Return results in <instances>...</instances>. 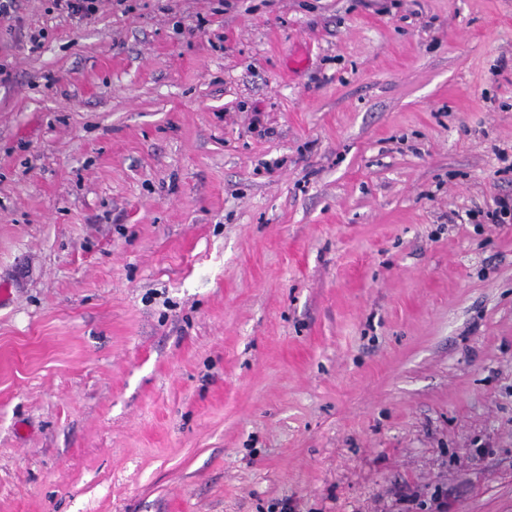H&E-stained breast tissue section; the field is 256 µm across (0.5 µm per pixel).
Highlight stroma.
<instances>
[{
  "label": "stroma",
  "instance_id": "1",
  "mask_svg": "<svg viewBox=\"0 0 512 512\" xmlns=\"http://www.w3.org/2000/svg\"><path fill=\"white\" fill-rule=\"evenodd\" d=\"M17 4L0 512H512V0ZM52 9L78 20L93 16L100 0H51ZM478 215L487 221V224L512 223V195H499L493 199V207L485 210H476L468 213L470 217ZM474 215V216H473Z\"/></svg>",
  "mask_w": 512,
  "mask_h": 512
}]
</instances>
